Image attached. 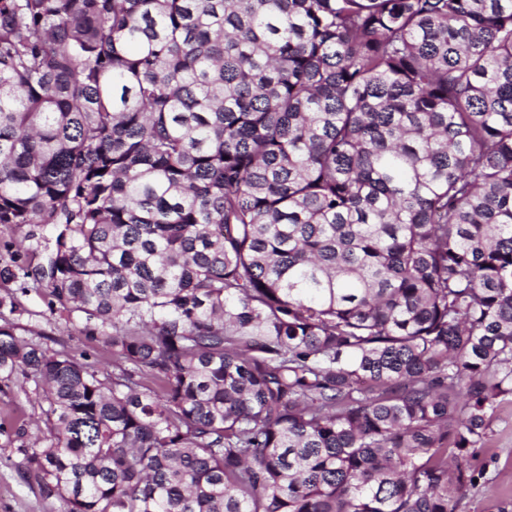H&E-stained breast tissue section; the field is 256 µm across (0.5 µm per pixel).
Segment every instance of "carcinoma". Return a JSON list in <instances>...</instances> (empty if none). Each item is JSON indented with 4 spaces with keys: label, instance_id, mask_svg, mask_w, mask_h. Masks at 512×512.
Returning a JSON list of instances; mask_svg holds the SVG:
<instances>
[{
    "label": "carcinoma",
    "instance_id": "cac0c4a2",
    "mask_svg": "<svg viewBox=\"0 0 512 512\" xmlns=\"http://www.w3.org/2000/svg\"><path fill=\"white\" fill-rule=\"evenodd\" d=\"M0 224L65 512H457L512 398V0H0ZM32 233L36 238L26 240L25 236ZM47 234L41 227L33 225L16 228L0 224V270L8 267L16 274L10 280L0 279V300L6 301L8 306L10 301L16 305L14 314H9L8 310L4 312L26 341L40 344L50 352H65L94 369L112 373L116 362L112 349L101 343L88 342L79 331L81 324L75 319L69 322L66 316L53 311L49 291L36 283L32 275H24L27 270L31 274L42 261L40 251L30 245L35 247L39 239L43 242L41 237Z\"/></svg>",
    "mask_w": 512,
    "mask_h": 512
}]
</instances>
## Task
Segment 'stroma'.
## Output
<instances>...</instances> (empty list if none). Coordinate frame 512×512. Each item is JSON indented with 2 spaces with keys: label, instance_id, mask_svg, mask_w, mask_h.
I'll return each instance as SVG.
<instances>
[{
  "label": "stroma",
  "instance_id": "obj_1",
  "mask_svg": "<svg viewBox=\"0 0 512 512\" xmlns=\"http://www.w3.org/2000/svg\"><path fill=\"white\" fill-rule=\"evenodd\" d=\"M42 228H22L0 224V270L7 268L14 276L0 279V300L14 302L16 311L10 319L23 339L48 351L69 354L100 371H112V350L87 341L81 325L69 321L50 305L51 296L31 277L41 262L29 236H42ZM45 403L41 389L21 376L0 384V512H63L64 505L54 496L41 492L39 484L26 467L23 453L36 436L46 430L43 422ZM485 476L471 489L459 512H498L512 503V402H503L496 410L488 436L478 448L474 460Z\"/></svg>",
  "mask_w": 512,
  "mask_h": 512
}]
</instances>
